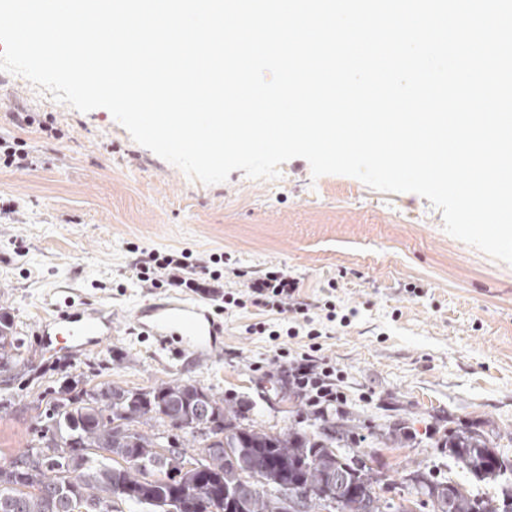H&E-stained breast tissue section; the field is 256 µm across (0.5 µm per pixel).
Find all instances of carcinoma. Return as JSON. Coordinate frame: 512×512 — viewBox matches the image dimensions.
Masks as SVG:
<instances>
[{
	"label": "carcinoma",
	"mask_w": 512,
	"mask_h": 512,
	"mask_svg": "<svg viewBox=\"0 0 512 512\" xmlns=\"http://www.w3.org/2000/svg\"><path fill=\"white\" fill-rule=\"evenodd\" d=\"M18 338L0 311V368L15 359ZM224 399L188 382L148 390L103 386L49 401L45 434L0 464V512H285L284 483L316 491L305 512H512V460L476 429L448 431L442 447L466 473L504 481L502 498L480 500L451 480L414 471L417 498L381 499V479L339 452L336 436L301 429L269 432L237 423ZM170 427L199 438L207 461L145 428ZM181 463L172 478L168 463Z\"/></svg>",
	"instance_id": "obj_1"
}]
</instances>
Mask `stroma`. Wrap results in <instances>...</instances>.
<instances>
[{
  "label": "stroma",
  "mask_w": 512,
  "mask_h": 512,
  "mask_svg": "<svg viewBox=\"0 0 512 512\" xmlns=\"http://www.w3.org/2000/svg\"><path fill=\"white\" fill-rule=\"evenodd\" d=\"M34 124L13 125L15 109ZM26 141L38 164L0 168V308L19 336L16 364L0 369V460L36 444L43 397L112 382L130 390L188 381L242 408L240 420L272 431H316L321 416L273 378L277 346L249 333L276 324L248 307L224 317V351L209 366L171 358L142 340L127 313L161 296L130 270L129 245L224 253L236 272L285 268L301 294L322 297L336 282V310L357 309L350 326L322 337L323 353L344 373L348 397L336 420L344 453L386 473L380 494L400 501L409 472L449 478L476 497L494 484L458 468L442 442L450 428H480L512 458V265L448 235L441 210L414 193H383L343 175L313 177L294 158L273 179L235 170L206 185L137 144L110 112L82 113L20 75L0 71V138ZM69 283L117 313L120 336L79 357L39 352L33 334L48 287ZM402 445L380 443L387 427Z\"/></svg>",
  "instance_id": "stroma-1"
}]
</instances>
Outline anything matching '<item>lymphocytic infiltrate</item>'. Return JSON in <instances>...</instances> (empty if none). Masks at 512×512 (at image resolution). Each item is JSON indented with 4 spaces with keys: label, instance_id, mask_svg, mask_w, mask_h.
<instances>
[{
    "label": "lymphocytic infiltrate",
    "instance_id": "1",
    "mask_svg": "<svg viewBox=\"0 0 512 512\" xmlns=\"http://www.w3.org/2000/svg\"><path fill=\"white\" fill-rule=\"evenodd\" d=\"M128 251L136 279L146 287L200 295L219 314L252 305L282 315L287 324L285 331L270 330L258 322L252 325V332L268 335L274 341L284 335L305 336L311 344L307 351L295 355L288 349H278L272 359L277 371L283 372L289 387L302 396L306 407L319 415L329 416L346 404L347 396L339 385L341 373L321 355L318 344L333 325L345 327L351 323L349 315L337 313L335 302L302 297L299 281L283 269L255 274L245 289L234 292L224 288L221 254L204 258L186 250H148L136 245L129 246Z\"/></svg>",
    "mask_w": 512,
    "mask_h": 512
}]
</instances>
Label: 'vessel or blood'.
<instances>
[{
    "mask_svg": "<svg viewBox=\"0 0 512 512\" xmlns=\"http://www.w3.org/2000/svg\"><path fill=\"white\" fill-rule=\"evenodd\" d=\"M130 320L142 335L199 365L216 360L224 339L223 319L196 298L169 296L145 303L132 311ZM117 333L114 313L105 303L70 295L63 303L52 304L50 313L40 315L35 330L45 349L52 346L54 336H69L75 355L107 347Z\"/></svg>",
    "mask_w": 512,
    "mask_h": 512,
    "instance_id": "obj_1",
    "label": "vessel or blood"
}]
</instances>
